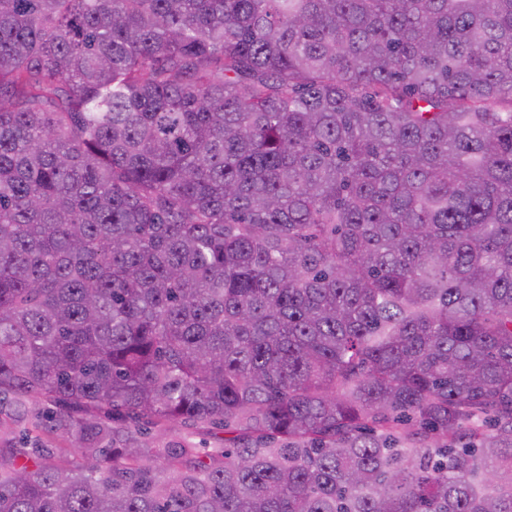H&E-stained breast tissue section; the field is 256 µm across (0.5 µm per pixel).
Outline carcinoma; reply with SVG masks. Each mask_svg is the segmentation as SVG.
Masks as SVG:
<instances>
[{"label":"carcinoma","mask_w":512,"mask_h":512,"mask_svg":"<svg viewBox=\"0 0 512 512\" xmlns=\"http://www.w3.org/2000/svg\"><path fill=\"white\" fill-rule=\"evenodd\" d=\"M1 393L0 512H512V0H0ZM18 400H2L0 405V444L17 446L27 444V448L37 446L49 448L55 456L76 460L73 444L67 434L48 433L43 419L52 408L46 401H28L26 410L17 409ZM224 433L209 428H186L182 426L169 427L160 430L151 427L141 438L144 446H184L185 448H198L200 452L210 451L213 448H221Z\"/></svg>","instance_id":"carcinoma-1"}]
</instances>
